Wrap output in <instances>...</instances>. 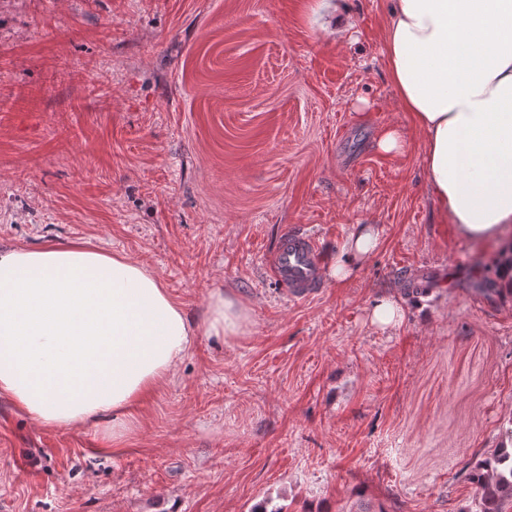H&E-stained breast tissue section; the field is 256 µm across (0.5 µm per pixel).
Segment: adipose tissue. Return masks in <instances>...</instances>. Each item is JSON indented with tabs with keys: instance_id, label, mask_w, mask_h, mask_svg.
I'll list each match as a JSON object with an SVG mask.
<instances>
[{
	"instance_id": "1",
	"label": "adipose tissue",
	"mask_w": 512,
	"mask_h": 512,
	"mask_svg": "<svg viewBox=\"0 0 512 512\" xmlns=\"http://www.w3.org/2000/svg\"><path fill=\"white\" fill-rule=\"evenodd\" d=\"M384 51L398 102L426 137L440 223L486 256L512 295V0H390ZM380 245L357 225L336 283ZM247 315L214 293L195 325L144 265L80 244L0 251V394L47 427L95 423L122 441L136 404L196 336H236Z\"/></svg>"
}]
</instances>
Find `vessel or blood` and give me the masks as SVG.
<instances>
[{
  "instance_id": "obj_1",
  "label": "vessel or blood",
  "mask_w": 512,
  "mask_h": 512,
  "mask_svg": "<svg viewBox=\"0 0 512 512\" xmlns=\"http://www.w3.org/2000/svg\"><path fill=\"white\" fill-rule=\"evenodd\" d=\"M321 265L317 240L304 231L284 233L270 256L274 276L292 298L307 297L319 288Z\"/></svg>"
}]
</instances>
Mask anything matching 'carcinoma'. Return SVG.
I'll list each match as a JSON object with an SVG mask.
<instances>
[{
  "mask_svg": "<svg viewBox=\"0 0 512 512\" xmlns=\"http://www.w3.org/2000/svg\"><path fill=\"white\" fill-rule=\"evenodd\" d=\"M471 480L477 489L478 512H507L512 508V448L495 449Z\"/></svg>",
  "mask_w": 512,
  "mask_h": 512,
  "instance_id": "obj_1",
  "label": "carcinoma"
}]
</instances>
